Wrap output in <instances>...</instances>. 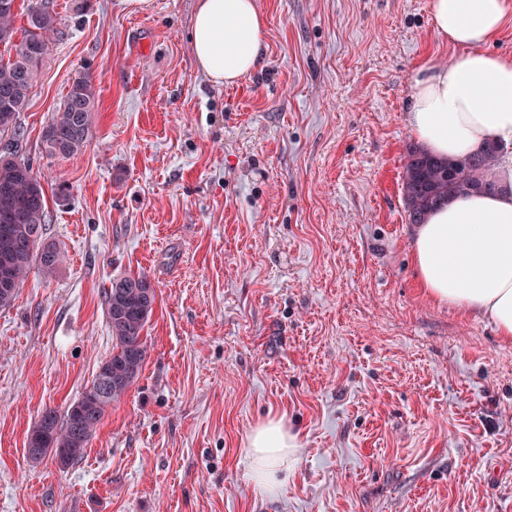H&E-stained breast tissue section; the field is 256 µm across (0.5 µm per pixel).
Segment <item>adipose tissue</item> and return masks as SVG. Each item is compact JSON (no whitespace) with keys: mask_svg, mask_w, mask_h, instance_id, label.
I'll list each match as a JSON object with an SVG mask.
<instances>
[{"mask_svg":"<svg viewBox=\"0 0 512 512\" xmlns=\"http://www.w3.org/2000/svg\"><path fill=\"white\" fill-rule=\"evenodd\" d=\"M435 34L457 48L448 64L422 68L412 81L408 123L438 156L462 157L493 143L501 149L506 190L456 197L430 213L412 239L426 295L486 316L512 340V55L488 46L512 18V0H431ZM266 19L255 0H197L191 42L198 68L233 85L256 66ZM298 435L270 417L250 433L246 450L256 481L279 483Z\"/></svg>","mask_w":512,"mask_h":512,"instance_id":"adipose-tissue-1","label":"adipose tissue"}]
</instances>
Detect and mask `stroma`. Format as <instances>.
<instances>
[{"instance_id": "obj_1", "label": "stroma", "mask_w": 512, "mask_h": 512, "mask_svg": "<svg viewBox=\"0 0 512 512\" xmlns=\"http://www.w3.org/2000/svg\"><path fill=\"white\" fill-rule=\"evenodd\" d=\"M196 0H54L20 116L64 258L0 308V512H512V341L420 288L402 171L420 68L456 54L430 0H256L257 68L195 64ZM98 109L82 152L42 130L72 80ZM143 274L148 357L84 457L29 432L112 352L103 291ZM298 433L276 489L245 452Z\"/></svg>"}]
</instances>
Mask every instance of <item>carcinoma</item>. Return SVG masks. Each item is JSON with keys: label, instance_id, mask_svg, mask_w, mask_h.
<instances>
[{"label": "carcinoma", "instance_id": "cac0c4a2", "mask_svg": "<svg viewBox=\"0 0 512 512\" xmlns=\"http://www.w3.org/2000/svg\"><path fill=\"white\" fill-rule=\"evenodd\" d=\"M14 8L15 0L0 7V44L12 52L6 59L0 56V134L10 135L17 145L19 118L28 107L49 50L56 13L50 0H37L30 5L28 27L17 40ZM96 111L95 84L84 74L72 82L63 104L44 127L45 152L63 158L78 154L92 136ZM499 161L495 146L463 159L438 157L418 146L409 148L402 175L408 223L423 224L438 206L492 185L497 181ZM46 214L45 187L32 164L19 156L17 148L0 153V307L11 305L33 266L51 274L62 262L61 252L45 238ZM149 283L144 275L128 276L114 280L104 291L112 334V353L106 362L113 383L104 391L96 377L82 393L79 402L89 419L81 426L74 424L68 409L53 412L48 423L39 421L27 441L41 452L30 459L38 461L51 452L63 468L82 459L108 408L135 383L148 355L143 330L153 311V303L144 296Z\"/></svg>", "mask_w": 512, "mask_h": 512}]
</instances>
